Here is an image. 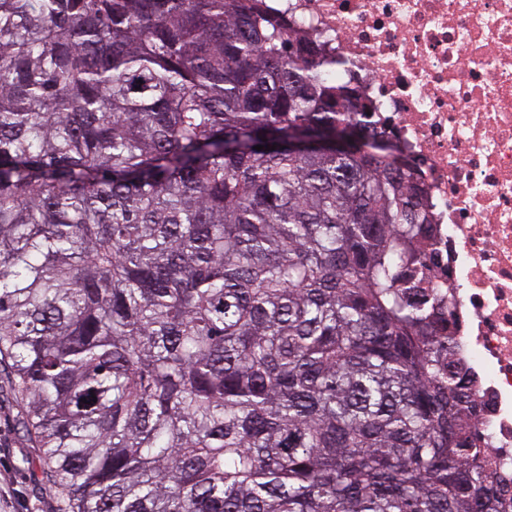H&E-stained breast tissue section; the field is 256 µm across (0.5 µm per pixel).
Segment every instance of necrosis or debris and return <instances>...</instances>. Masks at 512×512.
<instances>
[{"label":"necrosis or debris","mask_w":512,"mask_h":512,"mask_svg":"<svg viewBox=\"0 0 512 512\" xmlns=\"http://www.w3.org/2000/svg\"><path fill=\"white\" fill-rule=\"evenodd\" d=\"M343 63L326 82L370 111L374 133L424 190L414 297L453 316L471 423L512 487V0H259Z\"/></svg>","instance_id":"1"}]
</instances>
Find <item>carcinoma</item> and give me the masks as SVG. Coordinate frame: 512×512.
<instances>
[{
	"mask_svg": "<svg viewBox=\"0 0 512 512\" xmlns=\"http://www.w3.org/2000/svg\"><path fill=\"white\" fill-rule=\"evenodd\" d=\"M254 2L0 0L21 428L72 512H498L421 188Z\"/></svg>",
	"mask_w": 512,
	"mask_h": 512,
	"instance_id": "cac0c4a2",
	"label": "carcinoma"
}]
</instances>
